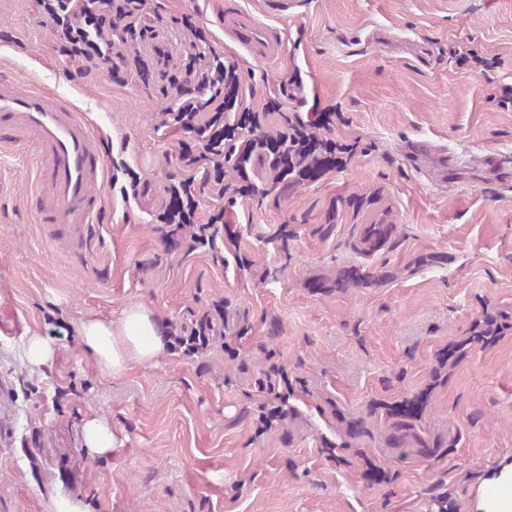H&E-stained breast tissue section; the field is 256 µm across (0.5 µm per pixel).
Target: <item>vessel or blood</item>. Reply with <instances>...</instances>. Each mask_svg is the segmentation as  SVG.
<instances>
[{
    "instance_id": "b4317fda",
    "label": "vessel or blood",
    "mask_w": 512,
    "mask_h": 512,
    "mask_svg": "<svg viewBox=\"0 0 512 512\" xmlns=\"http://www.w3.org/2000/svg\"><path fill=\"white\" fill-rule=\"evenodd\" d=\"M224 28L250 54L268 57L280 48L268 31L241 20L239 14H226ZM0 135L37 154L49 185L39 199V223H93L99 206L94 188L105 181V164L76 105L55 93L0 78Z\"/></svg>"
}]
</instances>
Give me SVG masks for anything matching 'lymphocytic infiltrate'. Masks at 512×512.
Listing matches in <instances>:
<instances>
[{"label": "lymphocytic infiltrate", "mask_w": 512, "mask_h": 512, "mask_svg": "<svg viewBox=\"0 0 512 512\" xmlns=\"http://www.w3.org/2000/svg\"><path fill=\"white\" fill-rule=\"evenodd\" d=\"M144 5L145 0H39L42 12L55 26L60 52L80 60L86 68L105 69L119 84L124 81V68L134 65L141 80L154 81L162 94L174 95L175 105L164 112L163 121L192 133L194 139L180 144L184 175L166 186L167 200L158 219L177 231L190 229L188 251L213 245L224 221L220 208L202 214L197 184L202 181L224 192V166L233 156L225 143L237 130L252 132L249 151H267L283 180L303 179L335 167L342 154L349 152V145L325 137V130L334 124L329 112L321 113L314 122L285 118L273 135L263 132L261 117L266 111H281L276 102L267 103L261 112L240 108L233 122H225V110L237 106L243 94L241 76L233 62L214 54L211 34L197 25L194 14L182 15L179 20L189 36L181 65L170 66L169 53L161 43L153 46L148 61L139 55L131 60L113 58L116 44L154 37L153 27L141 23Z\"/></svg>", "instance_id": "obj_1"}]
</instances>
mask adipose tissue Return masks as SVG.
Segmentation results:
<instances>
[{
	"label": "adipose tissue",
	"mask_w": 512,
	"mask_h": 512,
	"mask_svg": "<svg viewBox=\"0 0 512 512\" xmlns=\"http://www.w3.org/2000/svg\"><path fill=\"white\" fill-rule=\"evenodd\" d=\"M82 348L100 372L117 377L136 365L155 362L168 348V335L141 305L125 308L115 320L90 318L79 328ZM479 512H512V463L479 489Z\"/></svg>",
	"instance_id": "ef3b65f1"
}]
</instances>
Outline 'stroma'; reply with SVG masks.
<instances>
[{
    "label": "stroma",
    "mask_w": 512,
    "mask_h": 512,
    "mask_svg": "<svg viewBox=\"0 0 512 512\" xmlns=\"http://www.w3.org/2000/svg\"><path fill=\"white\" fill-rule=\"evenodd\" d=\"M233 9L284 41L277 57L234 45ZM194 10L243 105L334 110L352 153L294 183L252 167V196L206 189L216 242L171 250L157 215L186 137L162 124L171 99L60 53L37 0H0V74L74 101L107 168L101 223L39 224L37 160L0 145V512H54L60 492L90 512H476L512 463V0H148L143 20L170 30ZM458 47L492 68H460ZM372 224L383 238L362 244ZM218 300L224 333L203 352L120 377L81 352L87 317L141 304L167 330ZM487 314L490 344L473 338ZM34 333L56 347L38 369ZM274 366L287 379L270 389ZM91 415L111 456L84 446ZM369 461L387 481L364 480ZM85 448L93 455L112 454L115 438L107 420L92 416L82 426Z\"/></svg>",
    "instance_id": "stroma-1"
}]
</instances>
